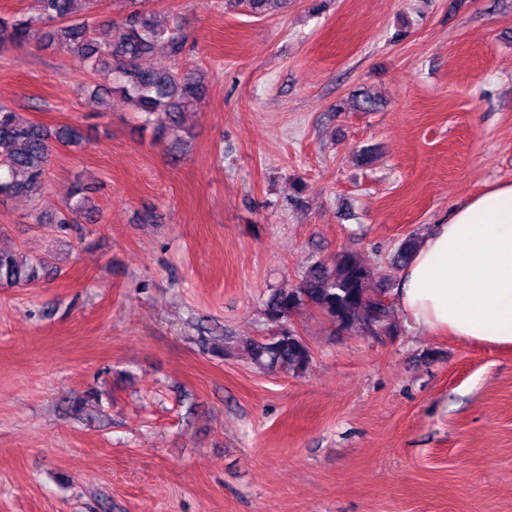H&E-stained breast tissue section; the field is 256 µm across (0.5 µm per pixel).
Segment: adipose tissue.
Returning a JSON list of instances; mask_svg holds the SVG:
<instances>
[{
    "mask_svg": "<svg viewBox=\"0 0 512 512\" xmlns=\"http://www.w3.org/2000/svg\"><path fill=\"white\" fill-rule=\"evenodd\" d=\"M396 300L430 330L512 347V181L453 209L421 240Z\"/></svg>",
    "mask_w": 512,
    "mask_h": 512,
    "instance_id": "obj_1",
    "label": "adipose tissue"
}]
</instances>
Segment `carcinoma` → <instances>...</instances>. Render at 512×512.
<instances>
[{
	"label": "carcinoma",
	"mask_w": 512,
	"mask_h": 512,
	"mask_svg": "<svg viewBox=\"0 0 512 512\" xmlns=\"http://www.w3.org/2000/svg\"><path fill=\"white\" fill-rule=\"evenodd\" d=\"M34 8L7 22L0 18V44L5 41L34 42L43 48L77 55L93 79L101 81L93 89L101 103L120 94L135 111L154 118L159 131L181 124L185 113L196 108L207 93L203 76L184 69L186 36L177 24H162L148 7L135 9L117 19H109L110 35L100 36L102 21L95 12V0H33ZM254 16H266L287 0H227ZM158 46L166 48L173 66L156 69L146 65ZM346 108L371 112L377 102L367 94L345 100ZM84 142L82 128L66 125L50 130L10 107L0 106V195L24 194L36 199L46 189V170L54 152L77 148ZM91 188L76 184L65 210L46 219L34 215L37 224H54L67 232L89 212ZM419 245L415 237L403 240L392 257V265L402 269ZM56 256L48 253L23 258L0 251V285H30L50 276ZM371 271L351 250L337 254L333 262H311L292 288H277L264 308L267 321L277 325L268 337H224L215 350L223 356L229 350H243L260 370L278 369L298 374L311 361V350L288 324L292 314L312 307L340 328L371 333H391L397 322L386 290L371 287Z\"/></svg>",
	"instance_id": "1"
}]
</instances>
